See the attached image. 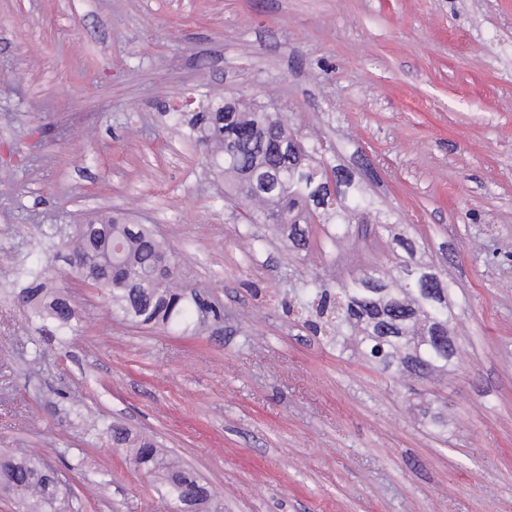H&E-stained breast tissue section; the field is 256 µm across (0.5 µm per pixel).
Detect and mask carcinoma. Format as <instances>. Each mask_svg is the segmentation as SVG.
<instances>
[{
  "mask_svg": "<svg viewBox=\"0 0 512 512\" xmlns=\"http://www.w3.org/2000/svg\"><path fill=\"white\" fill-rule=\"evenodd\" d=\"M187 141L206 149L211 168L224 174L225 195L256 202L260 208L243 216L248 224L289 226L293 245L309 248L299 224L330 225L334 237L346 234L371 207L360 184L345 169L324 160L335 153L330 142L304 141L277 114L264 112L241 96L224 101L214 112H197L188 121ZM261 184L251 195L250 181ZM40 253L66 252L76 278L102 290L112 314L141 325H165L181 332L193 329L192 314L203 303L177 287V268L165 244L147 224H124L109 217L76 224L68 238L55 224L41 228ZM383 271L372 269L330 287L317 275L291 286L300 309L315 310L332 299L337 303L330 340L344 345L360 333L357 346L366 358L386 366L402 357L424 374L448 361V309L439 280L428 274L414 278L417 288L404 289L384 300ZM20 285L14 297L27 309L41 338L65 340L74 335L80 318L73 300L54 288L47 267L21 265L13 271ZM97 438L112 448L132 449V463L155 481L170 512H206L214 492L182 461L160 452L153 438L136 437L124 426L104 421ZM0 490L15 495L23 512H69L68 490L59 486L47 458L21 448L0 455Z\"/></svg>",
  "mask_w": 512,
  "mask_h": 512,
  "instance_id": "1",
  "label": "carcinoma"
}]
</instances>
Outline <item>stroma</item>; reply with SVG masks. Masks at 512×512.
I'll list each match as a JSON object with an SVG mask.
<instances>
[{
	"label": "stroma",
	"instance_id": "35a3bbf8",
	"mask_svg": "<svg viewBox=\"0 0 512 512\" xmlns=\"http://www.w3.org/2000/svg\"><path fill=\"white\" fill-rule=\"evenodd\" d=\"M240 95L332 140L368 225L412 251L244 223L171 118ZM112 214L153 225L223 319L131 325L59 258L80 329L31 363L9 272L40 225ZM372 267L451 283L447 364L381 369L281 306L300 276ZM104 418L224 512H512V0H0V448L51 449L73 512H169Z\"/></svg>",
	"mask_w": 512,
	"mask_h": 512
}]
</instances>
